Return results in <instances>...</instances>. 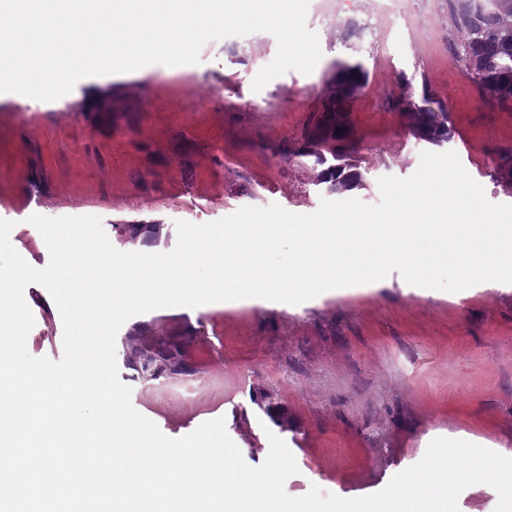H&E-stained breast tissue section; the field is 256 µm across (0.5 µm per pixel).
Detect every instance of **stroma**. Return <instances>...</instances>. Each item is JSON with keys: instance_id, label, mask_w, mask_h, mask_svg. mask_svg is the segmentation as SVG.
Here are the masks:
<instances>
[{"instance_id": "1", "label": "stroma", "mask_w": 512, "mask_h": 512, "mask_svg": "<svg viewBox=\"0 0 512 512\" xmlns=\"http://www.w3.org/2000/svg\"><path fill=\"white\" fill-rule=\"evenodd\" d=\"M329 15L314 0H291L311 61L289 47L278 24L254 20L246 0L230 11L224 39L194 36L179 67L107 82V107L81 98L45 102L23 90L0 95V218L10 241L41 269L50 260L28 222L96 216L124 252L167 253L176 224H205L245 206L276 204L315 212L328 193L296 152L320 108L336 63L349 60L347 20L365 25V87L350 107L355 160L363 175L353 198L380 200L384 176L407 178L424 146L394 99L401 80L413 94L431 88L452 114L448 148L487 199L512 204L496 181L499 156L512 150V103L482 97L452 57L460 35L447 0H413L414 27L388 25L374 0H336ZM35 317L31 355L60 360L63 325L47 290L28 285ZM165 338L186 347L191 376L130 381L134 408L166 436L182 437L221 417L244 461L261 465L269 434L292 452L294 497L310 486L343 498L383 489L415 465L438 437L474 436L512 457V285L483 282L458 292L408 284H360L298 305L248 299L196 308L156 309L127 319L115 346ZM267 392L288 411V429L263 430L253 401Z\"/></svg>"}]
</instances>
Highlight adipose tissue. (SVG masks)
Masks as SVG:
<instances>
[{
    "label": "adipose tissue",
    "instance_id": "adipose-tissue-1",
    "mask_svg": "<svg viewBox=\"0 0 512 512\" xmlns=\"http://www.w3.org/2000/svg\"><path fill=\"white\" fill-rule=\"evenodd\" d=\"M91 15L68 10L55 0H39L37 11H13L0 28V91L24 85L28 97L53 99L73 86L87 90L88 106L98 104L95 72L140 74L176 68L184 57L186 33L224 38V0H116Z\"/></svg>",
    "mask_w": 512,
    "mask_h": 512
}]
</instances>
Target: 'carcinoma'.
I'll return each instance as SVG.
<instances>
[{
  "label": "carcinoma",
  "instance_id": "obj_1",
  "mask_svg": "<svg viewBox=\"0 0 512 512\" xmlns=\"http://www.w3.org/2000/svg\"><path fill=\"white\" fill-rule=\"evenodd\" d=\"M448 15L453 27L464 35L460 44L453 46L455 60L472 75L481 94L501 104L512 102V0H448ZM364 31L365 26L355 20L346 23L342 39L352 51L353 61L336 65L320 113L294 152L296 156L315 158V163L323 166L319 182L338 195L357 188L361 182L347 127L350 104L368 77L358 60ZM396 104L417 140L438 147L452 141L455 131L449 109L429 90H423L421 100L416 102L405 89ZM123 358L143 381L192 372L180 346L163 339L145 350L126 348ZM260 407L278 426L288 428V412L272 394L261 395Z\"/></svg>",
  "mask_w": 512,
  "mask_h": 512
}]
</instances>
